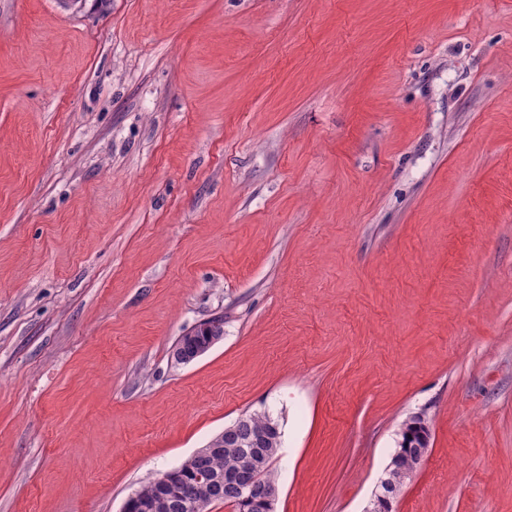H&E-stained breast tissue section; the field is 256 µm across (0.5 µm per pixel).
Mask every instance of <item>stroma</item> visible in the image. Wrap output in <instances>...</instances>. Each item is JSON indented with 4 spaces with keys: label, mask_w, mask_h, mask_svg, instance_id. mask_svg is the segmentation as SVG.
Listing matches in <instances>:
<instances>
[{
    "label": "stroma",
    "mask_w": 512,
    "mask_h": 512,
    "mask_svg": "<svg viewBox=\"0 0 512 512\" xmlns=\"http://www.w3.org/2000/svg\"><path fill=\"white\" fill-rule=\"evenodd\" d=\"M252 412L274 512H365L413 415L393 512H512V0H0V512ZM221 326L222 321L220 318L210 319L209 327L211 328L212 332L209 334V336H207V340L203 344H197L196 342L191 341L189 346L183 350V353H181L175 359L176 363L189 364L209 351L223 337L217 336L220 334ZM423 420L420 416H411L409 419L404 421L401 430V442L399 443V448H403V446L410 444L411 447L407 449L406 455L412 454L417 451L419 448L423 446L422 440L420 437V431L418 428L419 423ZM408 435H411V438H408Z\"/></svg>",
    "instance_id": "35a3bbf8"
}]
</instances>
